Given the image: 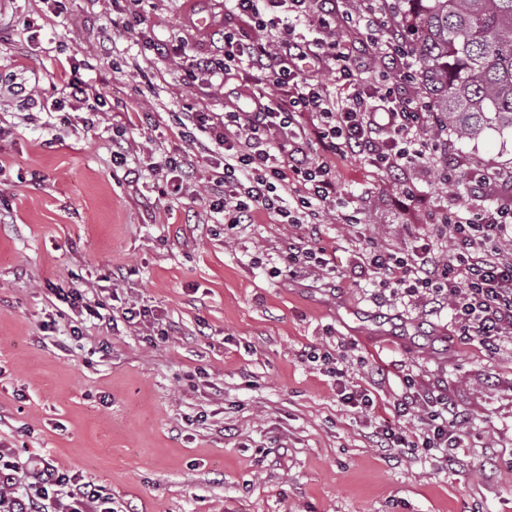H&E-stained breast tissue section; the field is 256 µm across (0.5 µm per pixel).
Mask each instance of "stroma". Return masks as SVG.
Here are the masks:
<instances>
[{
	"label": "stroma",
	"instance_id": "stroma-1",
	"mask_svg": "<svg viewBox=\"0 0 512 512\" xmlns=\"http://www.w3.org/2000/svg\"><path fill=\"white\" fill-rule=\"evenodd\" d=\"M124 5L63 0L49 19L42 0H0V442L103 486L114 512H512V343L490 352L448 305L404 308L354 273L362 248L409 247L438 207L470 205L484 172L511 179L512 133L440 132L452 190L434 172L398 179L337 160L362 221L325 214L335 273L291 275L298 229L265 214L234 236L215 223L201 145L194 192L165 194L149 166L185 147L180 113L223 111L246 78L185 75V56L223 49L230 0H142L133 32ZM66 59L105 94L94 126L87 109L64 124L51 108ZM136 111L151 119L128 127L121 168L113 128ZM402 180L418 204L406 206ZM52 283L86 290L117 324L89 321L72 338ZM133 303L149 325L121 319ZM163 328L168 340L152 339ZM351 385L372 408L342 403ZM409 390L445 395L468 419L457 459L378 447L377 426L419 431L394 409Z\"/></svg>",
	"mask_w": 512,
	"mask_h": 512
}]
</instances>
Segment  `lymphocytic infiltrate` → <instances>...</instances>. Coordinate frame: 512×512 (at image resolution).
<instances>
[{"instance_id":"obj_1","label":"lymphocytic infiltrate","mask_w":512,"mask_h":512,"mask_svg":"<svg viewBox=\"0 0 512 512\" xmlns=\"http://www.w3.org/2000/svg\"><path fill=\"white\" fill-rule=\"evenodd\" d=\"M327 0H233L224 25V58L188 61V76L204 73L226 78L246 68L258 72L262 86L244 84V103L223 112H185L178 118V137L194 144L206 133L214 144L210 194L212 213L221 215L224 231L233 235L252 224L257 214L303 230L289 244L287 258L295 268L326 269V251L318 244L323 212L342 202L335 160L362 157L389 173L408 168L431 169L438 148L425 130L431 115L418 96L392 89L364 92L355 81L352 50L337 38L336 23L363 35L374 61L412 77L415 57L403 30L379 17L361 0L356 11L337 18ZM316 18V42L300 38L298 21ZM315 58L320 69L337 75L339 94L305 74L300 61ZM152 169L167 178L173 193L192 185L197 167L188 151L162 154ZM450 231L451 256L439 261L433 240ZM512 240V197L481 206L478 218L458 211L441 213L429 235L406 250L371 245L358 264L375 287L410 301L448 302L462 335L478 339L489 350L512 330V254L501 244ZM396 409L416 418L415 439L392 429L379 430L386 451L409 447L441 448L454 453L464 442V423L447 398L410 394ZM102 486L82 475L24 454L0 448V512H112Z\"/></svg>"}]
</instances>
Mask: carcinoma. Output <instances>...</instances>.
Returning a JSON list of instances; mask_svg holds the SVG:
<instances>
[{
  "label": "carcinoma",
  "mask_w": 512,
  "mask_h": 512,
  "mask_svg": "<svg viewBox=\"0 0 512 512\" xmlns=\"http://www.w3.org/2000/svg\"><path fill=\"white\" fill-rule=\"evenodd\" d=\"M437 130H512V0H398Z\"/></svg>",
  "instance_id": "obj_1"
}]
</instances>
